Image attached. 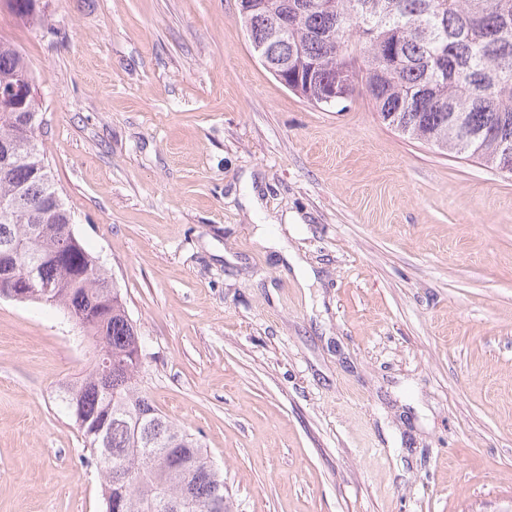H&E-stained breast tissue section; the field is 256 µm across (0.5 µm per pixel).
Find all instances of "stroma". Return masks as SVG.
<instances>
[{
  "label": "stroma",
  "mask_w": 512,
  "mask_h": 512,
  "mask_svg": "<svg viewBox=\"0 0 512 512\" xmlns=\"http://www.w3.org/2000/svg\"><path fill=\"white\" fill-rule=\"evenodd\" d=\"M40 7L0 8L39 148L144 342V390L233 512H512V177L368 96L294 94L238 0ZM89 362L63 312L0 298V512H103L59 398ZM15 17L26 24L34 25L40 20V6H34L32 2L38 0H4ZM12 2H15L13 5Z\"/></svg>",
  "instance_id": "stroma-1"
}]
</instances>
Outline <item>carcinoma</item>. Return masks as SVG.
I'll return each instance as SVG.
<instances>
[{
  "mask_svg": "<svg viewBox=\"0 0 512 512\" xmlns=\"http://www.w3.org/2000/svg\"><path fill=\"white\" fill-rule=\"evenodd\" d=\"M34 0H6L26 24L40 20ZM267 15L241 20L249 41L269 37V20L288 19V31L271 41L276 57L288 62V89L317 106L333 107L366 94L383 121L412 139L441 151L476 158L512 176V0H267ZM32 76L30 64L11 42L0 39V86L19 75ZM336 97H331V91ZM45 163L39 150L14 147L6 170L0 168V201L21 193L36 199L57 194L52 180H39L35 167ZM70 212L23 207L0 215V246L21 250L27 270L57 285L46 306L87 311L101 286L112 285V316L105 328L82 331L112 352V375L86 370L63 394L87 449L98 461L104 484L110 471L138 478L129 490L112 485L119 512H164V498L192 488L183 512H231L224 474L199 441L161 414L139 386L145 354L129 320L120 289L99 259L83 244L58 255L60 227ZM112 412L104 438L93 433L96 421ZM112 466L100 462L102 448Z\"/></svg>",
  "mask_w": 512,
  "mask_h": 512,
  "instance_id": "obj_1",
  "label": "carcinoma"
}]
</instances>
